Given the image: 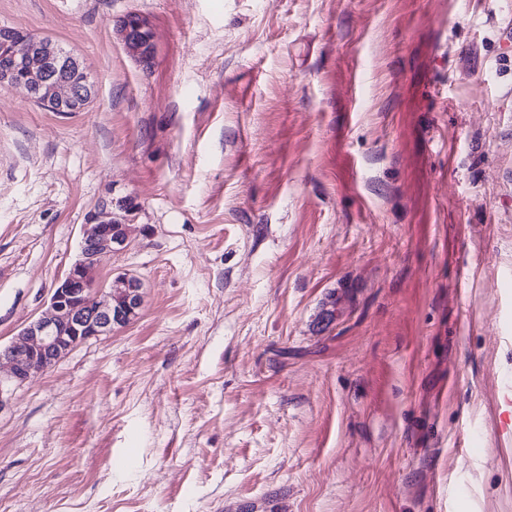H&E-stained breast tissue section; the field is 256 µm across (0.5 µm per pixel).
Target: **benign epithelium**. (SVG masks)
Listing matches in <instances>:
<instances>
[{"instance_id": "1", "label": "benign epithelium", "mask_w": 512, "mask_h": 512, "mask_svg": "<svg viewBox=\"0 0 512 512\" xmlns=\"http://www.w3.org/2000/svg\"><path fill=\"white\" fill-rule=\"evenodd\" d=\"M4 47L14 66L0 72V83L23 87L30 98L50 112H73L93 99L88 80L75 71L79 62L58 46L40 40L9 39ZM112 210L103 208L84 225L78 258L51 289L43 314L23 327L7 346H0V409L12 387L43 373L89 339L106 336L127 325L143 301L142 285L124 276L118 287L97 280L102 256L120 250L133 229L122 224L124 235L113 236Z\"/></svg>"}]
</instances>
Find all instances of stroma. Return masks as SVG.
I'll return each instance as SVG.
<instances>
[{"label": "stroma", "instance_id": "35a3bbf8", "mask_svg": "<svg viewBox=\"0 0 512 512\" xmlns=\"http://www.w3.org/2000/svg\"><path fill=\"white\" fill-rule=\"evenodd\" d=\"M0 25L96 83L81 112L0 85V344L103 207L134 230L98 278L144 293L0 409V512H512V0H0ZM131 18H129L127 20V22L124 25L125 27H127V25L132 22ZM133 27L136 30H138V31L145 30V32L142 35H135V36H132V38L128 39V34L132 31L131 27L128 26L127 29H125V31L122 32V34H121L122 35V39L125 42V44L128 43L129 47L132 50H134L136 52H139L140 59L147 63V62H149V60H150V58H151V56L153 54V50H154L153 43L151 42L152 34L150 32H148V31H146V30H149V29H148L146 23L142 19H140L139 17L135 18V22L133 23ZM127 39L130 41V43L127 42ZM338 293L335 298H326L313 315V326L317 330H326L338 319L340 303Z\"/></svg>", "mask_w": 512, "mask_h": 512}]
</instances>
